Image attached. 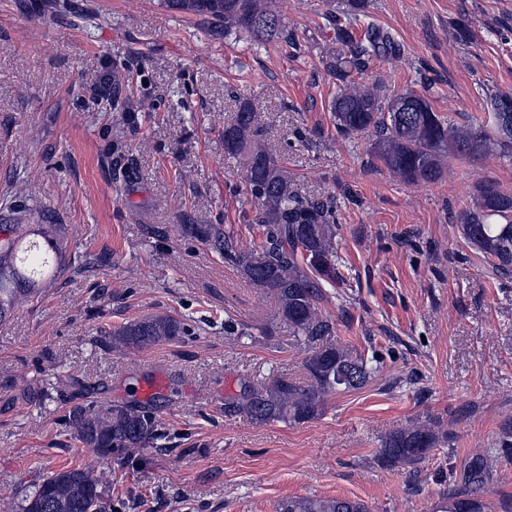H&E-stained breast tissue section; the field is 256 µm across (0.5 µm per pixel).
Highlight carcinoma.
<instances>
[{"instance_id":"1","label":"carcinoma","mask_w":512,"mask_h":512,"mask_svg":"<svg viewBox=\"0 0 512 512\" xmlns=\"http://www.w3.org/2000/svg\"><path fill=\"white\" fill-rule=\"evenodd\" d=\"M176 11L207 16L213 34L239 32L247 38L289 39L270 0H165ZM336 25L345 50L332 70L342 81L332 108L340 133L350 136L374 130L372 151L396 178L406 183H434L441 178L439 158L448 152L481 157L490 136L483 127H452L433 111L425 97L413 92L387 96L383 86H362L350 79L354 70L375 58H400L398 43L386 32L368 28L353 39ZM512 94L489 97L488 124L503 146H512ZM224 152L243 167V190L253 204L251 223L259 242L240 246L214 224H182L181 234L208 243L224 260L236 265L253 285L269 291L276 311L265 328L268 336H288L292 348L306 354V381L276 375L260 386L242 384L237 397L224 403L230 415L245 414L259 424H300L318 418L326 398L364 386L375 373L356 350L334 339V323L319 304L328 298L321 274L336 267V206L331 198L303 197L288 169L264 146L256 111L242 104L232 123L224 126ZM462 238L501 275L512 274V194L483 186L474 206L458 224ZM52 228L37 232L45 247L26 242L23 225L0 224V319L10 314L19 295H34L58 269L59 249ZM187 332L174 316L157 313L130 321L110 334L115 347L150 349L177 340ZM74 438L101 458L130 455L152 447L158 418L150 406L114 404L106 408L76 404L65 415ZM448 435L430 424L413 425L390 435L379 452L387 466L422 463ZM493 459L475 457L464 468L459 484L448 490L440 512H491L478 491ZM100 476L88 468L49 472L18 503V512H107ZM278 512H369L359 501L316 496L292 497Z\"/></svg>"}]
</instances>
